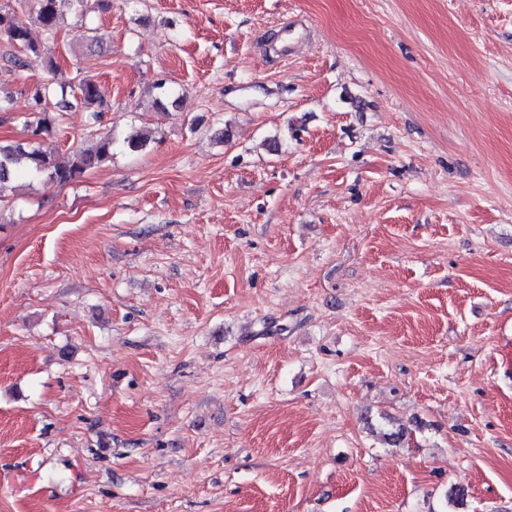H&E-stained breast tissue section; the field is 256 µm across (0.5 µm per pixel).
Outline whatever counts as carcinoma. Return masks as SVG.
<instances>
[{"label":"carcinoma","instance_id":"obj_1","mask_svg":"<svg viewBox=\"0 0 512 512\" xmlns=\"http://www.w3.org/2000/svg\"><path fill=\"white\" fill-rule=\"evenodd\" d=\"M33 14L35 23L43 31L47 41L55 40L60 30L58 0H23ZM0 33L8 36L11 44L20 49V54L7 53L4 58L19 69H26L30 61L42 59L41 45L30 38L28 30L16 26L12 12L0 8ZM56 100L59 110L83 107L93 122L101 118V111L95 106L101 103L97 84L90 79L37 83L27 89L26 128L33 140L26 142L0 143V189L15 176H43L46 182L64 184L81 177L86 171L112 161V135L108 134L78 147L62 156L44 145L52 138L55 117L49 110V102ZM388 444L399 447L410 439V431L400 424L386 434Z\"/></svg>","mask_w":512,"mask_h":512}]
</instances>
